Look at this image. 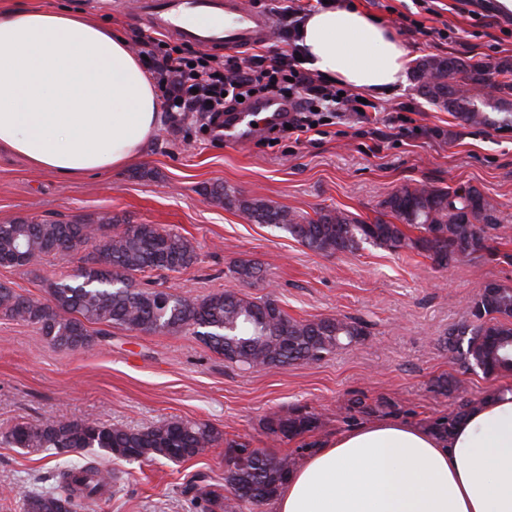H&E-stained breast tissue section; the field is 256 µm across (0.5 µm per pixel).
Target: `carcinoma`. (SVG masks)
Returning a JSON list of instances; mask_svg holds the SVG:
<instances>
[{
  "label": "carcinoma",
  "mask_w": 512,
  "mask_h": 512,
  "mask_svg": "<svg viewBox=\"0 0 512 512\" xmlns=\"http://www.w3.org/2000/svg\"><path fill=\"white\" fill-rule=\"evenodd\" d=\"M425 103L450 112L474 126L512 131V57L490 65L473 56H427L412 72ZM212 197L234 206L256 224L284 232L320 253L354 251L372 244L391 251L417 250L440 268L463 258L497 255L496 205L474 186L439 188L427 184L404 185L381 203L371 222L353 213L321 208L314 216L299 214L263 200L231 198L215 187ZM408 226L419 232L412 237ZM31 257H63L83 253L78 272L50 284V299L35 301L0 284V315L38 326L55 347L74 350L92 346L119 327L141 333H189L224 360L250 368H283L319 362L336 350L358 342L365 332L349 317L299 321L270 297L249 298L236 291L208 295L193 301L168 294L150 281L141 287L135 275L152 271L180 273L197 261L196 249L185 236L156 224H98L78 220L20 219L0 224V260L14 250ZM248 285L261 279L262 269L250 261L233 267ZM99 329L93 330L91 326ZM448 350L486 376L512 373V288L487 283L472 301L468 319L448 332ZM476 401L460 396L456 411L435 422L448 433L456 419ZM320 427L318 414L299 407L288 415L267 419L265 428L278 439L313 433ZM16 448H86L135 461L176 457L188 459L204 453L221 439L208 423L181 418L160 420L135 429L97 420L60 422L45 419L20 422L5 433ZM227 449L244 454L242 462L224 470V484L199 477L183 490L197 512H241L244 504L261 505L273 499L295 469L296 458L250 450L229 442ZM72 456L73 463L59 474L61 494H28L23 512H76L78 500L104 494L111 488V470Z\"/></svg>",
  "instance_id": "obj_1"
}]
</instances>
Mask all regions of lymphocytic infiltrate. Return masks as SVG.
I'll use <instances>...</instances> for the list:
<instances>
[{
  "mask_svg": "<svg viewBox=\"0 0 512 512\" xmlns=\"http://www.w3.org/2000/svg\"><path fill=\"white\" fill-rule=\"evenodd\" d=\"M322 2L275 0L271 12L278 23L272 36L278 48L264 54L218 56L188 44H170L138 29L132 34V47L143 57L173 121L192 116L209 133L223 131L225 112L269 96L292 105L288 123L298 136L316 126L366 122V106L355 94L344 92L342 85L300 60V26Z\"/></svg>",
  "mask_w": 512,
  "mask_h": 512,
  "instance_id": "lymphocytic-infiltrate-1",
  "label": "lymphocytic infiltrate"
}]
</instances>
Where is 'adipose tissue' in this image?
I'll use <instances>...</instances> for the list:
<instances>
[{
    "mask_svg": "<svg viewBox=\"0 0 512 512\" xmlns=\"http://www.w3.org/2000/svg\"><path fill=\"white\" fill-rule=\"evenodd\" d=\"M310 66L372 95L403 83L406 43L351 5L300 27ZM162 123L122 33L50 6L0 5V150L62 177L124 167ZM271 512H512V389L448 434L394 420L336 432L294 469Z\"/></svg>",
    "mask_w": 512,
    "mask_h": 512,
    "instance_id": "1",
    "label": "adipose tissue"
}]
</instances>
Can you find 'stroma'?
Instances as JSON below:
<instances>
[{
  "label": "stroma",
  "mask_w": 512,
  "mask_h": 512,
  "mask_svg": "<svg viewBox=\"0 0 512 512\" xmlns=\"http://www.w3.org/2000/svg\"><path fill=\"white\" fill-rule=\"evenodd\" d=\"M20 2L84 13L126 35L143 26L114 0ZM348 2L390 26L416 60L512 56V16H500L495 0ZM376 103V121L300 143H273L259 133L243 142L216 140L193 124L166 119L147 150L124 168L73 178L0 150V224L25 218L93 223L103 215L122 224H156L198 249L197 264L167 277L179 295H271L294 319L348 316L366 332L318 363L244 371L188 334L114 327L101 342L72 351L52 346L32 324L0 317V433L47 418L141 428L178 417L209 423L223 435V443L182 463L88 454V461L112 467L120 480L103 496L81 501L78 512H189L183 489L194 474L223 482L224 442L296 454L339 428L367 422V415L348 411L354 398L371 406L390 401L392 410H381V417L427 426L456 408L453 395L438 391L440 377L460 381L472 398L512 386V374L485 377L444 344L485 283L512 288V132L433 109L410 78ZM420 182L471 185L493 200L498 256L446 268L423 253L369 244L326 256L207 194L219 184L301 214L337 207L369 222L389 194ZM242 260L263 269L254 285L232 273ZM78 265L75 257H49L22 269L0 267V283L43 301L49 284ZM304 405L319 414L317 431L291 440L268 434L267 418ZM67 463V456L49 450L0 443V512H22L23 494L55 490L56 474Z\"/></svg>",
  "instance_id": "stroma-1"
}]
</instances>
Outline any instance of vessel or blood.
Listing matches in <instances>:
<instances>
[{
	"instance_id": "1",
	"label": "vessel or blood",
	"mask_w": 512,
	"mask_h": 512,
	"mask_svg": "<svg viewBox=\"0 0 512 512\" xmlns=\"http://www.w3.org/2000/svg\"><path fill=\"white\" fill-rule=\"evenodd\" d=\"M126 8L155 30L206 49L256 47L267 41L273 27L272 16L253 0H128ZM284 109L281 100L265 99L253 111L227 116L225 131L241 135L258 113L264 114L266 123H277Z\"/></svg>"
}]
</instances>
